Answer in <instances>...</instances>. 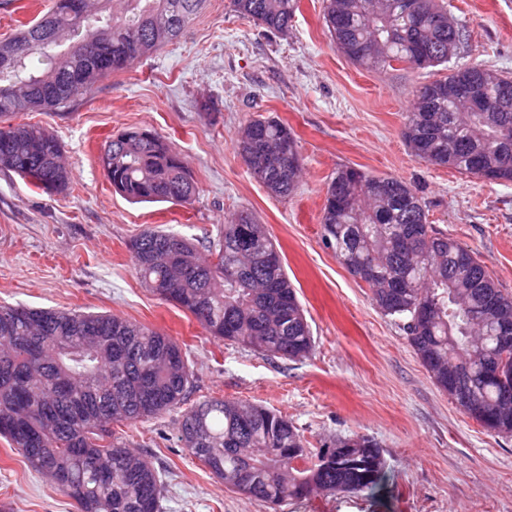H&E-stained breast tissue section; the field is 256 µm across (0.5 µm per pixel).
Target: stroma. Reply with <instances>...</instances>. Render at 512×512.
Masks as SVG:
<instances>
[{"label": "stroma", "instance_id": "1", "mask_svg": "<svg viewBox=\"0 0 512 512\" xmlns=\"http://www.w3.org/2000/svg\"><path fill=\"white\" fill-rule=\"evenodd\" d=\"M470 40L459 57L512 75V0H444ZM53 0H0V40L36 21ZM323 0H300L285 33L241 19L231 0H206L178 39L78 94L60 113L18 122L52 129L71 173L48 195L0 169V305L106 313L173 337L195 374L192 400L228 398L287 415L312 446L353 434L374 438L386 460L379 493L318 492L272 507L227 489L181 448L179 412L115 425L159 467L165 512H512V436L461 413L431 378L392 317L374 305L321 234L326 184L351 166L410 183L430 224L471 249L512 294V182L488 183L425 163L403 136L417 88L446 76L375 71L351 63L322 24ZM294 131L302 162L296 192L269 194L239 156L240 129L257 115ZM172 143L198 187L189 204H133L103 175L104 142L128 127ZM250 209L266 224L297 290L314 347L270 359L208 336L160 300L133 270L129 242L145 227L217 237ZM0 512H78L0 438Z\"/></svg>", "mask_w": 512, "mask_h": 512}]
</instances>
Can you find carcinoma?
<instances>
[{
    "label": "carcinoma",
    "mask_w": 512,
    "mask_h": 512,
    "mask_svg": "<svg viewBox=\"0 0 512 512\" xmlns=\"http://www.w3.org/2000/svg\"><path fill=\"white\" fill-rule=\"evenodd\" d=\"M126 8L82 20L66 0L40 20L0 41V168L46 194L70 189L63 152L48 128L14 123L21 112L57 110L72 102L62 81L87 91L178 39L204 0H122ZM238 17L286 32L298 0H232ZM326 0L323 24L336 48L375 70L393 60L411 69L445 63L470 34L437 0ZM421 15L442 24L417 29ZM67 29L88 54L58 50L48 39ZM39 54L46 68L30 57ZM427 104L416 96L402 136L415 157L461 174L512 182V105L476 111L472 86L489 99L504 77L481 65L455 67L435 80ZM238 153L266 190L289 197L297 189L300 156L293 130L271 116L250 120ZM113 189L133 203L189 204L196 183L179 154L156 132L132 127L110 137L100 155ZM322 235L336 259L371 291L379 310L402 322L410 345L436 385L458 409L489 432L512 435V351L504 370L502 322L512 324V295L503 292L474 256L430 224L407 182L345 167L327 186ZM274 242L249 209L228 219L216 240L198 241L148 227L129 244L132 265L161 299L189 312L212 337L251 347L270 358L310 354L313 337L283 264L261 244ZM207 250L209 258L201 255ZM152 380L156 399L139 401L136 388ZM193 372L172 337L105 313L0 306V436L36 472L50 476L78 512H163V480L153 463L112 426L135 425L186 404ZM178 441L224 486L251 474L246 495L261 501L305 499L322 490L371 494L386 461L364 435L338 437L312 451L288 416L269 408L213 398L185 408Z\"/></svg>",
    "instance_id": "carcinoma-1"
}]
</instances>
